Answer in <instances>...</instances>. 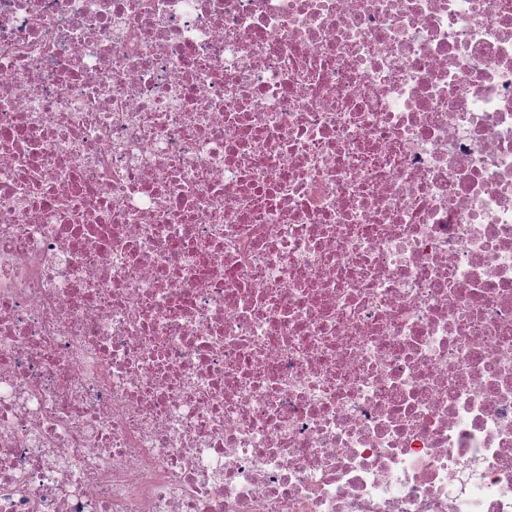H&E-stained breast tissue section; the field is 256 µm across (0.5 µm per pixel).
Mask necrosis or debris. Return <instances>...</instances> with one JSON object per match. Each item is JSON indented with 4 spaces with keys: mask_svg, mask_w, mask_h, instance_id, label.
<instances>
[{
    "mask_svg": "<svg viewBox=\"0 0 512 512\" xmlns=\"http://www.w3.org/2000/svg\"><path fill=\"white\" fill-rule=\"evenodd\" d=\"M0 512H512V0H0Z\"/></svg>",
    "mask_w": 512,
    "mask_h": 512,
    "instance_id": "obj_1",
    "label": "necrosis or debris"
}]
</instances>
